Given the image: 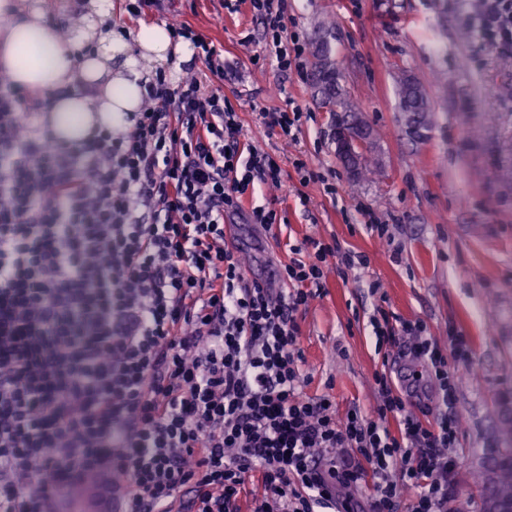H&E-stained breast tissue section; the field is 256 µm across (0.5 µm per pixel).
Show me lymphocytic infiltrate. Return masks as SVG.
Segmentation results:
<instances>
[{"instance_id":"lymphocytic-infiltrate-1","label":"lymphocytic infiltrate","mask_w":512,"mask_h":512,"mask_svg":"<svg viewBox=\"0 0 512 512\" xmlns=\"http://www.w3.org/2000/svg\"><path fill=\"white\" fill-rule=\"evenodd\" d=\"M250 9L280 70L304 65L287 0ZM478 35L512 54V0H479ZM203 76L155 71L142 108L74 143L33 130L21 91L0 84V512H55L107 486L116 512H448L458 377L425 324L376 305L377 348L402 345L439 383L432 417L412 413L386 371L374 415L337 416L302 392L298 314L328 266L368 268L338 240L290 246L280 287L248 280L224 217L284 171L244 142L222 83L224 51L189 24ZM395 427H388V420ZM372 492L359 494L362 484Z\"/></svg>"}]
</instances>
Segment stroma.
<instances>
[{
  "label": "stroma",
  "mask_w": 512,
  "mask_h": 512,
  "mask_svg": "<svg viewBox=\"0 0 512 512\" xmlns=\"http://www.w3.org/2000/svg\"><path fill=\"white\" fill-rule=\"evenodd\" d=\"M477 0H288L293 30L313 44L327 20L340 84L374 129L368 157L381 172L353 176L336 150V118L326 112L308 73L281 72L275 60L254 61L260 44H243L261 27L249 5L231 14L220 0H173L169 16L189 23L224 48L237 70L225 84L246 139L268 151L286 172L280 188L254 184L246 207L276 209L284 230L240 224L249 273L269 281L288 259L289 244L336 239L366 253L364 271H329L323 296L308 304L299 347L307 395H326L338 415L377 405L376 371L387 370L407 402L435 400L436 380L407 376L412 358L400 347L381 356L367 317L379 282L397 316L423 321L447 344L449 331L470 341L471 359L455 364L459 458L453 512H482L471 473L502 445L512 420V67L493 46L472 35ZM414 78L434 108L423 136L410 133L399 108L402 77ZM295 102L306 116L296 140L268 132L257 107ZM328 174L335 195L321 184L301 186L294 159ZM388 225L378 238L369 220Z\"/></svg>",
  "instance_id": "obj_1"
}]
</instances>
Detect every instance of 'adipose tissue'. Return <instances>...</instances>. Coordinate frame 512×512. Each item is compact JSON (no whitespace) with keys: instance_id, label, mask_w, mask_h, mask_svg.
Here are the masks:
<instances>
[{"instance_id":"1","label":"adipose tissue","mask_w":512,"mask_h":512,"mask_svg":"<svg viewBox=\"0 0 512 512\" xmlns=\"http://www.w3.org/2000/svg\"><path fill=\"white\" fill-rule=\"evenodd\" d=\"M102 10L101 0H90L80 40L65 42L42 10L28 12L19 0H0V13L13 19L0 28V75L21 89L51 92L48 125L61 141H79L92 127L113 125L122 113L137 110L140 59L164 63L190 55L186 42L172 41L156 24L140 26L129 43L100 32ZM132 44L138 56L128 55Z\"/></svg>"}]
</instances>
